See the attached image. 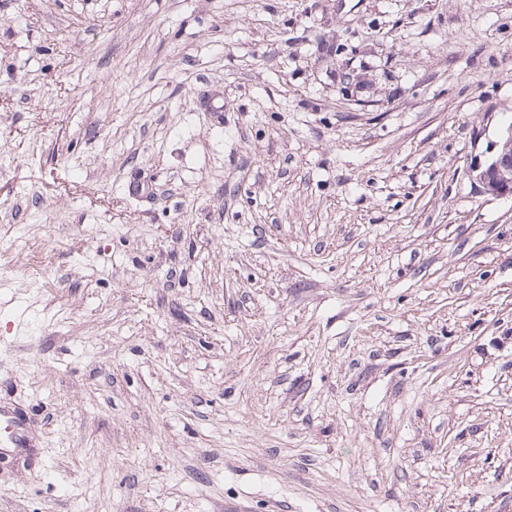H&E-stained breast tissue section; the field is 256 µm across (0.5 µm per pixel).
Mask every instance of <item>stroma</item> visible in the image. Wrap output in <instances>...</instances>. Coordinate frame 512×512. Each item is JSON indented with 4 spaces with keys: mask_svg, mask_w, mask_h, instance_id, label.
Here are the masks:
<instances>
[{
    "mask_svg": "<svg viewBox=\"0 0 512 512\" xmlns=\"http://www.w3.org/2000/svg\"><path fill=\"white\" fill-rule=\"evenodd\" d=\"M512 0H0V512H512ZM490 162L475 180L481 191L498 197H512V125H508ZM38 448L31 435L30 411L0 397V457L28 458Z\"/></svg>",
    "mask_w": 512,
    "mask_h": 512,
    "instance_id": "stroma-1",
    "label": "stroma"
}]
</instances>
